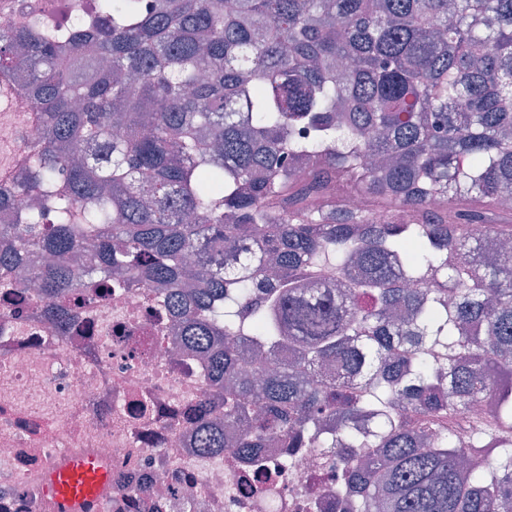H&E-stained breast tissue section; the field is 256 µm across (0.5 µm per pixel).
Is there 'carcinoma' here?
<instances>
[{
	"instance_id": "1",
	"label": "carcinoma",
	"mask_w": 512,
	"mask_h": 512,
	"mask_svg": "<svg viewBox=\"0 0 512 512\" xmlns=\"http://www.w3.org/2000/svg\"><path fill=\"white\" fill-rule=\"evenodd\" d=\"M15 72L40 203L0 286L56 258L31 274L61 328L72 257L155 291L234 388L197 404L205 456L302 437L359 449L344 512H512V0H99L0 32L1 98Z\"/></svg>"
}]
</instances>
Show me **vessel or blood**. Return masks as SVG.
Segmentation results:
<instances>
[{"mask_svg": "<svg viewBox=\"0 0 512 512\" xmlns=\"http://www.w3.org/2000/svg\"><path fill=\"white\" fill-rule=\"evenodd\" d=\"M111 478V468L95 456L72 455L54 470L45 492L63 512H80L101 501Z\"/></svg>", "mask_w": 512, "mask_h": 512, "instance_id": "obj_1", "label": "vessel or blood"}]
</instances>
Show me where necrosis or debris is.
<instances>
[{"mask_svg": "<svg viewBox=\"0 0 512 512\" xmlns=\"http://www.w3.org/2000/svg\"><path fill=\"white\" fill-rule=\"evenodd\" d=\"M77 4L89 15L97 8V0H0V30L31 10L68 23ZM41 136L33 112L23 129L0 123V141H12L18 159ZM18 159L0 169V182L15 178ZM1 307L0 512H44L39 487L74 453L111 467L112 512H342L328 494L341 459L288 447L255 464L231 448L198 456L196 404L216 389L148 289L85 302L69 335L52 326L27 280Z\"/></svg>", "mask_w": 512, "mask_h": 512, "instance_id": "1", "label": "necrosis or debris"}]
</instances>
